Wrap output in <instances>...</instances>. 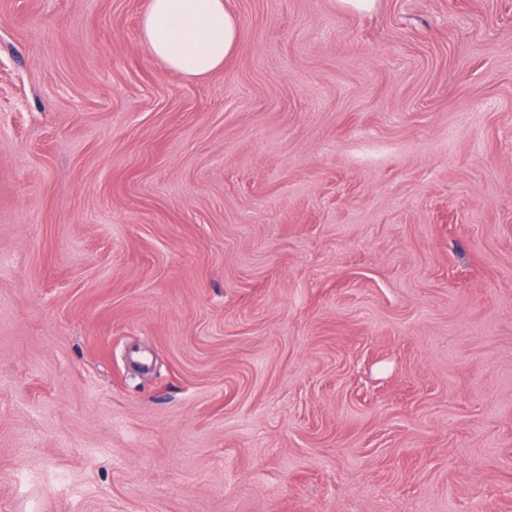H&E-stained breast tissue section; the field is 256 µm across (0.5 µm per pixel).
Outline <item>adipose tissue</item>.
I'll return each instance as SVG.
<instances>
[{"instance_id":"obj_1","label":"adipose tissue","mask_w":512,"mask_h":512,"mask_svg":"<svg viewBox=\"0 0 512 512\" xmlns=\"http://www.w3.org/2000/svg\"><path fill=\"white\" fill-rule=\"evenodd\" d=\"M142 36L149 53L168 68L206 76L233 54L239 28L226 0H150Z\"/></svg>"}]
</instances>
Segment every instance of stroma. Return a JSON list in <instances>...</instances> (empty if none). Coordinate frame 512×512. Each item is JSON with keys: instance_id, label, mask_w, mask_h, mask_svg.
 Segmentation results:
<instances>
[{"instance_id": "stroma-1", "label": "stroma", "mask_w": 512, "mask_h": 512, "mask_svg": "<svg viewBox=\"0 0 512 512\" xmlns=\"http://www.w3.org/2000/svg\"><path fill=\"white\" fill-rule=\"evenodd\" d=\"M0 0V512H512V0ZM142 36L149 53L168 68L206 76L233 54L239 28L227 0H151Z\"/></svg>"}]
</instances>
